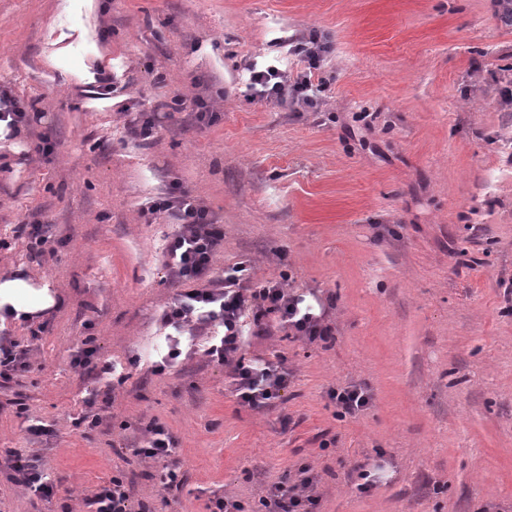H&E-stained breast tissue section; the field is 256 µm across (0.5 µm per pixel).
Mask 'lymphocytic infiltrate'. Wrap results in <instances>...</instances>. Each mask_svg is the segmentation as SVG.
<instances>
[{
	"label": "lymphocytic infiltrate",
	"mask_w": 512,
	"mask_h": 512,
	"mask_svg": "<svg viewBox=\"0 0 512 512\" xmlns=\"http://www.w3.org/2000/svg\"><path fill=\"white\" fill-rule=\"evenodd\" d=\"M249 70V88L255 95L280 104L289 102L305 111L317 108L321 88L313 84L310 74L293 77L275 63L261 68L253 64ZM141 214L150 224L165 217L178 226L166 247L164 268L183 289L162 310V325L179 336L207 337L203 353L209 361L225 367L227 384L239 403L259 411L272 407L288 386V369L281 362H246L241 354L246 337L265 335L275 324L311 341H327L332 329L324 314L305 307L302 296L289 293L283 281L248 284L243 262L225 269L223 279L214 280L212 262L223 232L210 210L180 182L171 181L163 192L146 201ZM133 454L157 463L153 478L163 488L181 485L176 441L164 425L150 423L144 445ZM0 463L11 482L40 499L51 501L67 493L60 481L44 474L38 457L0 448ZM318 482L313 469L302 465L295 482L283 479L273 483L261 503L266 512H318ZM87 505L90 512H148L146 506L135 504L126 483L118 477L100 485Z\"/></svg>",
	"instance_id": "1"
}]
</instances>
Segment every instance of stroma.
Segmentation results:
<instances>
[{"label": "stroma", "instance_id": "35a3bbf8", "mask_svg": "<svg viewBox=\"0 0 512 512\" xmlns=\"http://www.w3.org/2000/svg\"><path fill=\"white\" fill-rule=\"evenodd\" d=\"M0 0V85L40 117L0 141V232L50 222L56 254L24 238L0 249V277L26 270L59 305L38 342L25 323L0 332L34 368L0 387V448L38 454L69 490L71 512L113 476L156 512H204L230 495L257 512L267 487L304 464L322 512H512V26L490 0ZM108 36H101L102 28ZM318 34L317 69L289 55ZM64 39L54 81L39 65ZM116 90L72 73L96 56ZM280 59L322 80L318 109L251 96L249 64ZM214 123L197 121L195 99ZM157 111L149 146L120 107ZM56 143L51 159L38 135ZM209 207L224 232L213 275L245 260L253 281L333 301L334 339L271 328L245 358L284 360L285 402L238 403L224 366L199 351L167 374L158 321L180 290L165 277L175 230L142 203L170 181ZM116 363L104 424L75 430L94 381L71 364L84 338ZM367 385L372 406L339 417L328 391ZM23 392L55 434L35 438L5 402ZM177 441L185 483L164 490L133 457L150 422ZM380 464L368 493L358 465ZM0 471V512H60Z\"/></svg>", "mask_w": 512, "mask_h": 512}]
</instances>
